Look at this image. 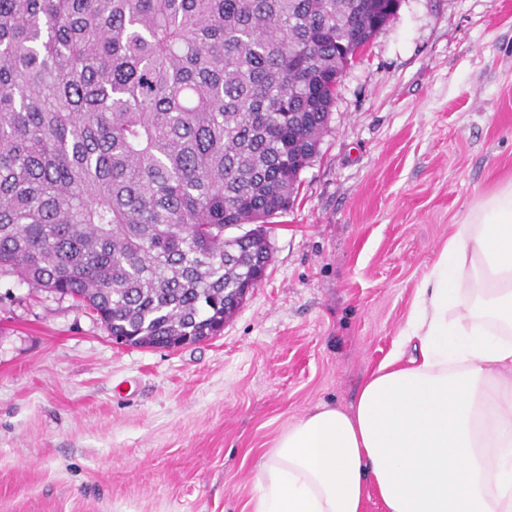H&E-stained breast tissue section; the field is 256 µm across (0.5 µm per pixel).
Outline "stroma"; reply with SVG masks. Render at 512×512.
I'll use <instances>...</instances> for the list:
<instances>
[{
    "instance_id": "obj_1",
    "label": "stroma",
    "mask_w": 512,
    "mask_h": 512,
    "mask_svg": "<svg viewBox=\"0 0 512 512\" xmlns=\"http://www.w3.org/2000/svg\"><path fill=\"white\" fill-rule=\"evenodd\" d=\"M300 179L264 280L201 344H116L0 276V512H248L279 432L355 402L468 207L512 181V0H400Z\"/></svg>"
}]
</instances>
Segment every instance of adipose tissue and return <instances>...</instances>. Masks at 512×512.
<instances>
[{
  "label": "adipose tissue",
  "mask_w": 512,
  "mask_h": 512,
  "mask_svg": "<svg viewBox=\"0 0 512 512\" xmlns=\"http://www.w3.org/2000/svg\"><path fill=\"white\" fill-rule=\"evenodd\" d=\"M250 512H512V183L440 249L393 352L263 456Z\"/></svg>",
  "instance_id": "adipose-tissue-1"
}]
</instances>
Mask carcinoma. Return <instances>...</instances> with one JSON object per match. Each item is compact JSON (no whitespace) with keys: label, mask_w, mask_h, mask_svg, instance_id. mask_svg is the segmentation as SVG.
<instances>
[{"label":"carcinoma","mask_w":512,"mask_h":512,"mask_svg":"<svg viewBox=\"0 0 512 512\" xmlns=\"http://www.w3.org/2000/svg\"><path fill=\"white\" fill-rule=\"evenodd\" d=\"M399 0H0V276L135 347L220 334Z\"/></svg>","instance_id":"carcinoma-1"}]
</instances>
